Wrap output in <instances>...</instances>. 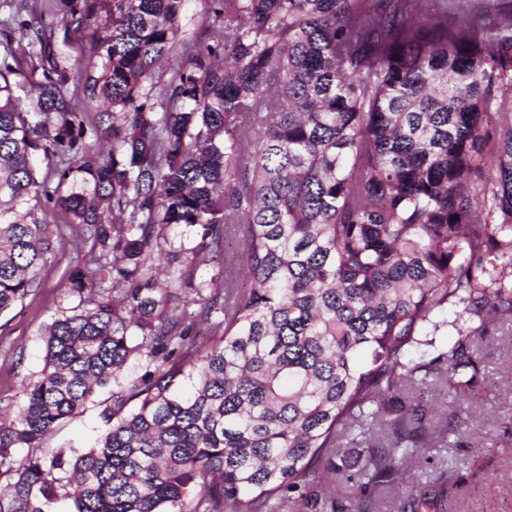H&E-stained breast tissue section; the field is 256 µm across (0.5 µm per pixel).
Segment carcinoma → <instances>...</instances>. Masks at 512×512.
Segmentation results:
<instances>
[{
    "label": "carcinoma",
    "instance_id": "1",
    "mask_svg": "<svg viewBox=\"0 0 512 512\" xmlns=\"http://www.w3.org/2000/svg\"><path fill=\"white\" fill-rule=\"evenodd\" d=\"M188 2L72 9L109 31L85 87L98 126L39 21L0 28V315L54 251L38 213L91 242L40 377L0 420V512H323L324 471L360 512L396 484L409 512H444L445 483L403 480L429 443L426 410L400 398L429 378L470 397L475 339L512 318V122L488 124L512 86V0H201L202 36L158 92ZM30 34L49 68L25 111L10 46ZM102 136L108 158L82 162ZM216 262L246 286L196 280ZM180 292L196 309H172ZM197 319L215 339L195 340ZM109 384L96 446L41 447ZM365 417L390 442L329 458Z\"/></svg>",
    "mask_w": 512,
    "mask_h": 512
}]
</instances>
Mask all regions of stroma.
Masks as SVG:
<instances>
[{
	"label": "stroma",
	"instance_id": "obj_1",
	"mask_svg": "<svg viewBox=\"0 0 512 512\" xmlns=\"http://www.w3.org/2000/svg\"><path fill=\"white\" fill-rule=\"evenodd\" d=\"M76 0H0V22L18 16L42 20L52 32V49L68 88L83 101V81L101 68L103 29L77 26L71 9ZM46 222L59 225L61 241L40 271L23 302L0 315V407H18L22 385L36 380L44 367L43 331L61 310L73 304L64 289L67 271L79 257L71 247L81 228L72 218L48 209ZM486 385L474 398L456 402L433 389L410 392L411 400L428 405L438 419L458 417L462 438L430 448L429 462L412 473L413 483L435 481L446 472L463 480L448 502L447 512H512V321L492 322L476 344ZM112 402L111 388H103L83 413L57 425L44 440L46 450L95 446L104 429L102 412Z\"/></svg>",
	"mask_w": 512,
	"mask_h": 512
}]
</instances>
